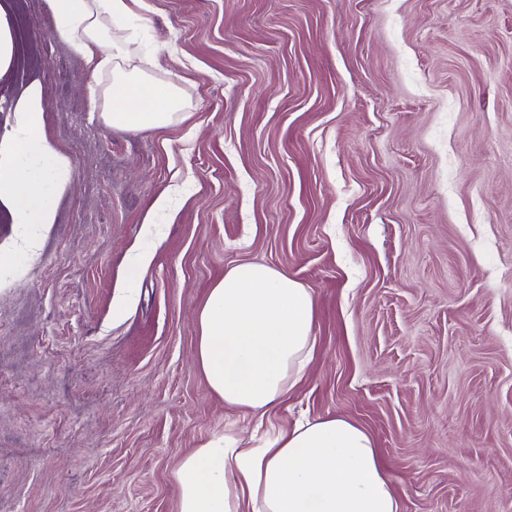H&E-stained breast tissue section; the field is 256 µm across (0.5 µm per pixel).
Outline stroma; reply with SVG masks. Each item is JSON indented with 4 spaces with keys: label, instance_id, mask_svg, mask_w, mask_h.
<instances>
[{
    "label": "stroma",
    "instance_id": "obj_1",
    "mask_svg": "<svg viewBox=\"0 0 512 512\" xmlns=\"http://www.w3.org/2000/svg\"><path fill=\"white\" fill-rule=\"evenodd\" d=\"M9 3L0 139L39 81L72 183L33 251L0 206V507L179 512L208 440L341 416L403 512H512V0H134L187 99L138 133L93 108L48 0ZM244 261L316 301L308 373L260 419L195 359ZM16 65V36L12 19L0 3V79L10 74Z\"/></svg>",
    "mask_w": 512,
    "mask_h": 512
}]
</instances>
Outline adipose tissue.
Masks as SVG:
<instances>
[{
    "mask_svg": "<svg viewBox=\"0 0 512 512\" xmlns=\"http://www.w3.org/2000/svg\"><path fill=\"white\" fill-rule=\"evenodd\" d=\"M54 26L87 59L89 94L107 127L144 131L185 108L174 82L155 78L135 49L131 0H49ZM16 124L0 140V204L36 249L71 179L45 132L39 82L16 100ZM311 289L262 263L230 268L197 312L196 360L225 406L262 416L305 377L314 357ZM179 512H402L372 437L343 417L297 423L254 446L224 436L184 457L176 470Z\"/></svg>",
    "mask_w": 512,
    "mask_h": 512,
    "instance_id": "ef3b65f1",
    "label": "adipose tissue"
}]
</instances>
